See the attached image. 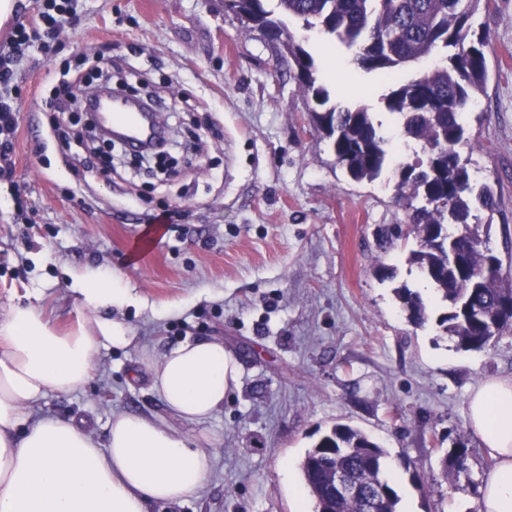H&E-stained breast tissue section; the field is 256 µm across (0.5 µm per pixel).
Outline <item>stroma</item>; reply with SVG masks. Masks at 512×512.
<instances>
[{"instance_id": "1", "label": "stroma", "mask_w": 512, "mask_h": 512, "mask_svg": "<svg viewBox=\"0 0 512 512\" xmlns=\"http://www.w3.org/2000/svg\"><path fill=\"white\" fill-rule=\"evenodd\" d=\"M474 27L490 33L489 81L467 124L477 145L467 157L501 195L482 223L504 258L512 0H488ZM306 48L317 66L345 68L327 83L332 104L367 107L400 154L380 77L338 42L312 33ZM91 65L164 102L178 143L171 177L104 162L75 114L49 109L57 88ZM13 69L0 91L18 110L15 172L0 179V320L38 290L52 323L69 328L87 270L122 277L139 300L123 312L139 346L101 351L82 391L47 394L35 412L75 420L101 443L118 411L207 437L203 488L152 512H315L312 497H297L299 462L337 424L365 432L400 465L402 512H478L491 467L469 427L468 394L482 379L512 378V333L491 351H464L439 326L445 307L409 261L415 239L388 248L376 235L407 221L394 177L357 182L337 164L282 46L245 30L224 0H73L48 50L25 49ZM164 211L170 221L150 226ZM403 286L427 301L424 327L407 322ZM215 337L237 361V385L207 421L183 422L152 390L149 365ZM462 446L466 468L446 481L443 463Z\"/></svg>"}]
</instances>
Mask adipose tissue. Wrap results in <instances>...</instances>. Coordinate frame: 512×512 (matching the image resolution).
Wrapping results in <instances>:
<instances>
[{
	"label": "adipose tissue",
	"instance_id": "obj_1",
	"mask_svg": "<svg viewBox=\"0 0 512 512\" xmlns=\"http://www.w3.org/2000/svg\"><path fill=\"white\" fill-rule=\"evenodd\" d=\"M82 316L56 330L42 305L13 307L0 321V512H149L203 487L210 455L201 442L137 414L109 421L106 444L72 420L32 418L47 393L84 389L96 354L127 348L135 327L116 313L135 305L120 279L86 272L76 279ZM152 388L180 419L201 422L224 404L238 365L223 341L185 343L150 368ZM468 417L494 461L479 512H512V379L472 388Z\"/></svg>",
	"mask_w": 512,
	"mask_h": 512
}]
</instances>
